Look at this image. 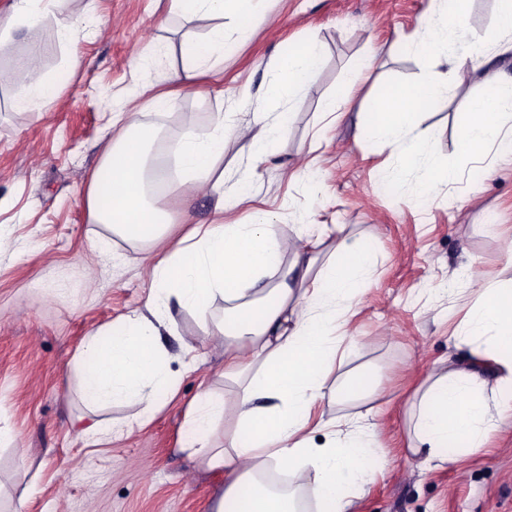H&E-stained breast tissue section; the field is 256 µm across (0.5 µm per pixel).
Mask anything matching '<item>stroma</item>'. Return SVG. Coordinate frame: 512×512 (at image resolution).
Listing matches in <instances>:
<instances>
[{
  "label": "stroma",
  "mask_w": 512,
  "mask_h": 512,
  "mask_svg": "<svg viewBox=\"0 0 512 512\" xmlns=\"http://www.w3.org/2000/svg\"><path fill=\"white\" fill-rule=\"evenodd\" d=\"M169 6L170 0H60L58 11L105 23L66 43L54 19H44L41 70L60 91L39 112L16 106L29 84L17 65L25 40L0 48V66L9 71L0 81V232L13 242L0 254V512H208L224 485L223 474L200 470L184 451L195 437L187 413L197 394L209 385L232 396L218 376L224 350L204 339L196 313L171 312L165 368L178 387L161 396L147 426H133L140 409L133 398L99 411L117 431L112 439L83 434L78 423L87 409L75 355L91 333L142 310L150 290L143 260L165 252L113 235L90 218L84 202L90 175L117 133L113 115L137 107L143 129L174 144L223 113L217 168L224 173L225 223L249 224L263 211L284 239L305 228L326 229L330 246L343 236L378 239L373 280L358 290L347 330L379 383L372 405L381 425L380 468L353 496L351 512H512L511 417L489 451L461 467L424 472L408 450L401 413L436 362L468 364V347H449L448 337L466 313L459 292L470 273L512 280V161L493 148L467 160L456 146L464 110L483 94V71L464 68L457 87L421 116L431 157L457 171L450 186L422 198L415 173L400 171L402 145L360 137L358 114L363 99L384 85L420 82L426 57L402 52L400 42L426 26L429 0H262L247 25L225 20L224 48L199 91H182L158 114L145 104L172 89L170 75L184 65L181 42L210 26ZM433 7L448 20L446 0ZM467 12L487 46L512 32L497 0H469ZM311 38L322 46V61L310 88L288 99L269 96L279 79L274 57ZM360 67L359 98L336 122L322 121L326 101ZM262 112L288 113V147L259 159L242 151L233 131ZM305 158L315 164L304 176L296 168ZM245 179L252 198L242 202ZM157 202L173 219L174 240L214 218L210 197L185 200L175 180ZM93 240L103 242L101 251L90 250ZM187 343L199 357L191 372L182 367Z\"/></svg>",
  "instance_id": "35a3bbf8"
}]
</instances>
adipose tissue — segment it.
<instances>
[{"mask_svg":"<svg viewBox=\"0 0 512 512\" xmlns=\"http://www.w3.org/2000/svg\"><path fill=\"white\" fill-rule=\"evenodd\" d=\"M58 0H0V46L16 31H25L29 51L22 64L31 80L19 108L33 110L54 98L57 84L39 66L40 31ZM452 22L429 21L422 33L403 40L405 49L425 51L431 64L417 84H394L365 104L363 138L404 147L403 166L416 170L419 193L430 195L449 185L454 170L427 161L428 137L420 128L423 107L445 98L453 77L466 66L486 67V90L477 108L458 124L457 146L468 155L493 145L512 155V133L503 123L512 118V79L495 68L496 57L512 53V35L496 52H488L467 19L468 0H454ZM257 0H171L172 10L189 18L210 20L211 28L180 47L185 66L173 77L195 87L209 60L224 46V17L247 24ZM321 62L317 41L285 50L273 66L279 74L271 96H292L310 84ZM286 114L260 126H240L236 139L250 153L286 147ZM224 150V115L215 113L203 130L182 136L177 163L186 197L204 194L213 200L215 216L224 213V180L213 177L216 157ZM146 139L135 114H128L117 139L109 143L87 189L91 218L127 240L155 243L170 220L150 195ZM321 242L277 236L267 216L250 224H202L161 259L148 263L151 288L144 309L119 330L87 337L74 359L81 371L80 391L89 412L117 399L133 396L142 409L139 426L151 422L159 409L158 390L171 387L163 371L169 307L206 315L209 302L223 297L221 321L203 327L205 337L224 348L220 373L233 389L232 402L203 390L188 411V424L198 437L193 457L205 471L224 474L222 493L210 512H300L293 490L269 489L262 478L270 465L283 464L297 473H311L309 487L319 512H350L351 490L376 473L378 424L373 409L331 419L319 415L323 404L350 399L364 401L373 392L372 375L360 369L343 385L330 383L338 360L354 349L342 327L354 310L359 286L372 280L378 241H337L329 256ZM469 293L476 302L458 343L469 346L468 367L433 368L405 404L410 451L424 469L465 461L488 449L512 403L489 401L483 392L488 377L512 383V283L491 286L472 273ZM233 413V430L223 445L207 433L212 423ZM324 433L315 446L313 433Z\"/></svg>","mask_w":512,"mask_h":512,"instance_id":"1","label":"adipose tissue"}]
</instances>
